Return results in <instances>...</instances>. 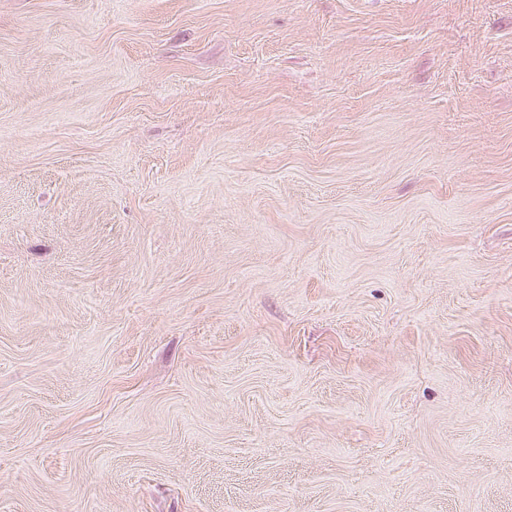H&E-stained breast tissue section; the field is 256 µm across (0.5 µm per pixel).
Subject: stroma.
<instances>
[{"label": "stroma", "mask_w": 512, "mask_h": 512, "mask_svg": "<svg viewBox=\"0 0 512 512\" xmlns=\"http://www.w3.org/2000/svg\"><path fill=\"white\" fill-rule=\"evenodd\" d=\"M0 512H512V0H0Z\"/></svg>", "instance_id": "obj_1"}]
</instances>
